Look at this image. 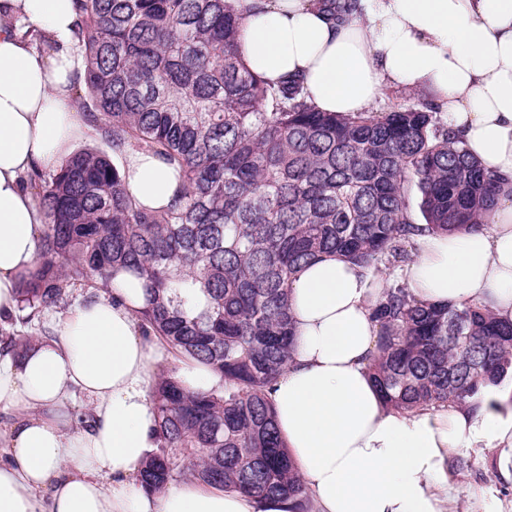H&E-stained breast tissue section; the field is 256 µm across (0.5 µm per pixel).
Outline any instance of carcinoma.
I'll return each instance as SVG.
<instances>
[{
    "instance_id": "cac0c4a2",
    "label": "carcinoma",
    "mask_w": 512,
    "mask_h": 512,
    "mask_svg": "<svg viewBox=\"0 0 512 512\" xmlns=\"http://www.w3.org/2000/svg\"><path fill=\"white\" fill-rule=\"evenodd\" d=\"M233 2L76 0L78 98L112 154L84 149L29 176L48 224L18 307L30 321L78 285L106 290L115 270L134 273L145 332L224 378L192 392L159 367L160 446L141 482L156 491L183 476L311 512L270 399L293 351L292 276L324 255L367 273L406 266L415 236L487 227L500 178L428 102L318 112L300 80L265 83L238 54ZM133 148L182 168L184 193L168 208L145 209L124 190L110 156ZM372 318L370 371L391 410L478 403L512 375V323L483 308L430 304L395 284Z\"/></svg>"
}]
</instances>
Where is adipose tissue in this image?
Instances as JSON below:
<instances>
[{"instance_id": "adipose-tissue-1", "label": "adipose tissue", "mask_w": 512, "mask_h": 512, "mask_svg": "<svg viewBox=\"0 0 512 512\" xmlns=\"http://www.w3.org/2000/svg\"><path fill=\"white\" fill-rule=\"evenodd\" d=\"M243 64L265 82L302 81L321 112H363L390 89L426 93L468 152L501 177L486 230L421 235L405 274L417 298L477 304L512 322V0H239ZM39 31L44 53L19 27ZM74 0H0V320L37 260L47 222L28 186L62 167L89 126L77 112ZM126 192L148 210L184 186L176 163L127 152ZM382 279L345 259L309 263L290 284L295 348L271 388L276 419L312 512H447L449 449L512 421L488 404L398 413L369 373ZM140 281L70 306L23 355L0 352V512H288L198 481L159 492L138 474L158 445L152 365L164 354L139 320ZM85 402L84 414L73 411Z\"/></svg>"}]
</instances>
